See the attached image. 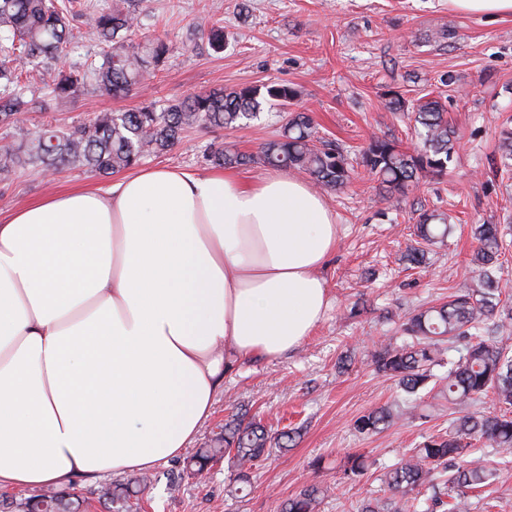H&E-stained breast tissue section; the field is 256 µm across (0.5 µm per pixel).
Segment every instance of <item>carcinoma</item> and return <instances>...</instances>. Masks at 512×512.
<instances>
[{
	"instance_id": "obj_1",
	"label": "carcinoma",
	"mask_w": 512,
	"mask_h": 512,
	"mask_svg": "<svg viewBox=\"0 0 512 512\" xmlns=\"http://www.w3.org/2000/svg\"><path fill=\"white\" fill-rule=\"evenodd\" d=\"M79 17L96 34L102 62L86 69L58 65L73 39L72 21ZM142 26L134 0H111L102 10L81 0H0V125L14 126L25 112L42 107L30 73L54 96L66 98L92 83L102 92L120 95L140 83L144 73L166 59L169 46L157 37L145 44L134 36ZM296 97L286 85L217 89L183 101L157 107L151 103L132 112H104L75 126L46 125L15 146L0 144V177L30 166L37 173L54 174L65 166L110 174L137 165L148 154H162L178 143L184 132L197 127L237 128L256 117L264 103L285 107ZM415 121L422 145L404 151L390 139L374 137L362 150V163L377 178L388 200L398 201L423 177H442L452 160L455 131L437 100L418 105ZM218 166L262 163L309 174L317 184L334 190L348 186L347 157L330 144L319 143L312 118L303 112L289 115L279 138L256 155L229 149L211 155ZM489 170L512 171V123L500 129L498 155ZM449 224L442 213L418 214L417 246L406 255L409 264L426 263L427 248L442 244ZM473 235L478 243L472 258L471 280L448 300L415 310L398 320L399 344L377 348L372 360L379 373L395 379L401 391L391 406L361 415L354 429L361 435L380 433L404 418L419 416L420 391L428 385L448 404V434L430 436L384 474L389 496L362 502L360 512H473V491L496 478L487 452H475L483 442L495 454L512 452V411L472 410L488 395L512 408V354L500 347L497 334L512 325V303L502 301L500 257L512 244L498 224H480ZM292 441L283 432L272 441L265 427L240 415L224 423V430L200 448L182 469L195 476L221 458L234 468L227 492L237 495L250 483L249 470L269 455L271 443L285 450ZM361 456L348 459L343 478L363 475ZM132 486L120 483L108 492L115 512L131 499ZM326 490L312 485L281 505L280 512H317ZM44 512H76L73 495L56 490L36 499Z\"/></svg>"
}]
</instances>
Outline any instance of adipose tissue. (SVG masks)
I'll return each instance as SVG.
<instances>
[{
  "label": "adipose tissue",
  "instance_id": "adipose-tissue-1",
  "mask_svg": "<svg viewBox=\"0 0 512 512\" xmlns=\"http://www.w3.org/2000/svg\"><path fill=\"white\" fill-rule=\"evenodd\" d=\"M339 228L272 170L142 168L0 218V489L179 457L233 364L298 347Z\"/></svg>",
  "mask_w": 512,
  "mask_h": 512
}]
</instances>
